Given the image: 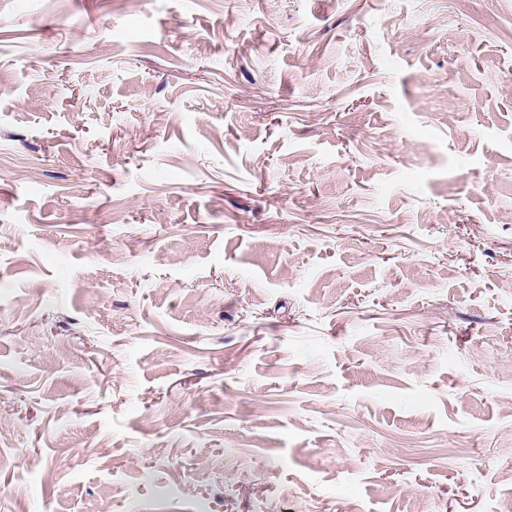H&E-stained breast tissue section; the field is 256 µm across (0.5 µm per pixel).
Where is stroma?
<instances>
[{"instance_id": "obj_1", "label": "stroma", "mask_w": 512, "mask_h": 512, "mask_svg": "<svg viewBox=\"0 0 512 512\" xmlns=\"http://www.w3.org/2000/svg\"><path fill=\"white\" fill-rule=\"evenodd\" d=\"M0 512H498L512 0H0Z\"/></svg>"}]
</instances>
